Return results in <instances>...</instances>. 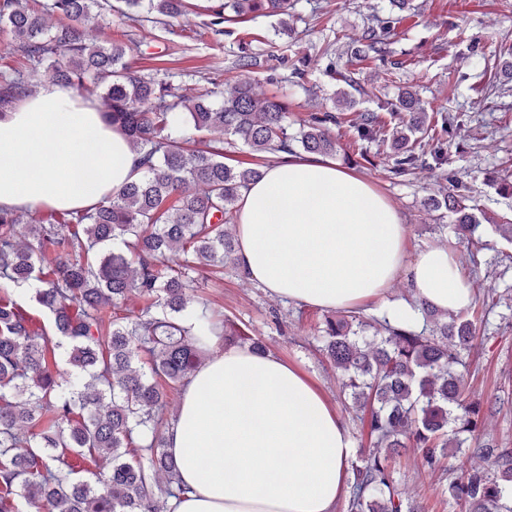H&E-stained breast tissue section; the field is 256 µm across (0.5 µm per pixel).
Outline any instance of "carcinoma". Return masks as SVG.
<instances>
[{
    "instance_id": "carcinoma-1",
    "label": "carcinoma",
    "mask_w": 512,
    "mask_h": 512,
    "mask_svg": "<svg viewBox=\"0 0 512 512\" xmlns=\"http://www.w3.org/2000/svg\"><path fill=\"white\" fill-rule=\"evenodd\" d=\"M204 26L257 16H290L293 0H209ZM387 16L367 49L381 54L410 10L389 0ZM189 0H0V39L24 64L0 73V113L37 89L43 65L58 81L98 98L103 111L143 153L142 174L117 195L60 221L40 210L0 209V512H166L183 493L179 466L166 449L168 392L182 386L209 353L206 337L265 351L262 342L202 314L184 325L198 288L200 264L237 266L239 202L262 177L263 159L279 151L334 157V112H309L288 125V98L259 94L250 81L230 96L217 83L196 96L165 78L144 77L126 48L85 37L83 25L112 12L140 28L188 15ZM398 122L387 127L361 112L358 140L387 141L396 178L426 166L437 191L424 207L453 216L449 233L484 248L485 228L454 167L444 136L465 125L450 110L434 117L417 93L398 95ZM247 146L257 163L232 167L224 151ZM25 242H19V229ZM53 316L55 348L18 302L21 289ZM141 306H127L130 296ZM423 321L373 326L360 311L324 317L323 351L341 392L362 412L368 451L351 461L343 512H421L392 478V464L409 451L428 473L458 455L485 468L448 470V501L459 512H512V448L481 438L501 400H474L461 368L464 356L489 337L469 313L451 317L419 307ZM373 335H367L369 329ZM106 465L82 476L83 464Z\"/></svg>"
}]
</instances>
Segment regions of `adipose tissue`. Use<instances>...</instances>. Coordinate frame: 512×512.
I'll list each match as a JSON object with an SVG mask.
<instances>
[{
  "label": "adipose tissue",
  "mask_w": 512,
  "mask_h": 512,
  "mask_svg": "<svg viewBox=\"0 0 512 512\" xmlns=\"http://www.w3.org/2000/svg\"><path fill=\"white\" fill-rule=\"evenodd\" d=\"M142 159L97 100L47 83L0 116V206L82 209L137 179ZM237 263L274 296L323 309L381 302L392 322L415 304L455 314L473 289L459 255L408 258L398 208L314 156L281 155L244 191ZM405 277L410 299L389 298ZM214 351L183 387L167 448L186 487L173 512H336L351 476L343 415L296 367L246 347Z\"/></svg>",
  "instance_id": "adipose-tissue-1"
}]
</instances>
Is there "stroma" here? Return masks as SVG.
Listing matches in <instances>:
<instances>
[{
  "mask_svg": "<svg viewBox=\"0 0 512 512\" xmlns=\"http://www.w3.org/2000/svg\"><path fill=\"white\" fill-rule=\"evenodd\" d=\"M387 0H298L289 21L259 16L228 24L223 35L205 28L195 12L153 28L132 30L118 17L108 24L89 21L88 37L122 42L127 57L146 73L167 74L187 91L209 82L232 87L250 80L265 85L275 76L288 95L289 123L310 112L333 109L335 93L348 90L353 105L341 114L331 132L340 147L336 164L368 181L402 212L409 253L445 244L463 257V272L486 305L485 348L469 358V383L474 397L501 398L500 412L488 417L484 432L512 446V245L487 233V250L470 256L466 244L439 226L437 213L423 199L434 188L424 168L403 178L391 176L386 145H364L350 125L360 112L391 119L392 105L406 88L417 91L429 113H464L465 129L454 135L460 148L454 166L471 189L487 218L512 215V196L500 194L494 179L512 167V0H411L416 15L400 25L385 55L348 61L349 43H362L375 30V16ZM258 55L260 64L241 69V52ZM348 72L351 84L335 79ZM193 310L238 324L259 337L268 351L299 369L345 417L350 431L358 425L336 374L318 350L320 308L271 296L233 270H201ZM392 477L422 512H453L445 489L447 472L423 470L414 458L395 464Z\"/></svg>",
  "mask_w": 512,
  "mask_h": 512,
  "instance_id": "1",
  "label": "stroma"
}]
</instances>
